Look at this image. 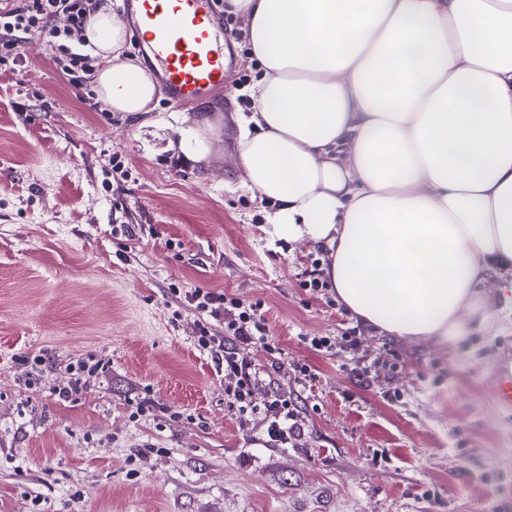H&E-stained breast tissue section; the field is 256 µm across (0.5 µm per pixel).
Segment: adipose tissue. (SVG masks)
Wrapping results in <instances>:
<instances>
[{"label": "adipose tissue", "instance_id": "adipose-tissue-1", "mask_svg": "<svg viewBox=\"0 0 512 512\" xmlns=\"http://www.w3.org/2000/svg\"><path fill=\"white\" fill-rule=\"evenodd\" d=\"M262 74L237 166L273 233L327 249L350 314L456 342L512 271V0H227ZM116 112L159 92L125 25L88 20Z\"/></svg>", "mask_w": 512, "mask_h": 512}]
</instances>
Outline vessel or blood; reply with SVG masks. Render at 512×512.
Returning a JSON list of instances; mask_svg holds the SVG:
<instances>
[{
	"instance_id": "obj_1",
	"label": "vessel or blood",
	"mask_w": 512,
	"mask_h": 512,
	"mask_svg": "<svg viewBox=\"0 0 512 512\" xmlns=\"http://www.w3.org/2000/svg\"><path fill=\"white\" fill-rule=\"evenodd\" d=\"M219 0H129L135 30L144 33L149 60L167 103L191 111L223 89L234 47L224 33Z\"/></svg>"
}]
</instances>
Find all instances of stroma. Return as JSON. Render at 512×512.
Here are the masks:
<instances>
[{"mask_svg":"<svg viewBox=\"0 0 512 512\" xmlns=\"http://www.w3.org/2000/svg\"><path fill=\"white\" fill-rule=\"evenodd\" d=\"M242 21L222 99L115 112L74 87L44 37L0 72V512H512V359L497 281L488 320L451 346L364 324L322 278L323 249L273 239L237 168L260 75ZM206 149L182 148L187 131ZM261 305L280 349L254 347L257 398L287 394L300 437L242 419L175 291ZM335 338L316 351L307 340ZM44 355L36 384L20 359ZM105 365L61 401L69 363ZM308 375H300V366ZM149 397L135 416L131 398Z\"/></svg>","mask_w":512,"mask_h":512,"instance_id":"35a3bbf8","label":"stroma"}]
</instances>
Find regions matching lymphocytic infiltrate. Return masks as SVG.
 <instances>
[{
    "label": "lymphocytic infiltrate",
    "instance_id": "f902f5d3",
    "mask_svg": "<svg viewBox=\"0 0 512 512\" xmlns=\"http://www.w3.org/2000/svg\"><path fill=\"white\" fill-rule=\"evenodd\" d=\"M92 0H0V69L15 70L20 62V50L31 36L47 39L54 52L53 59L74 86H82L90 76L86 55L73 52L70 44L81 40L87 18L93 11ZM66 16L68 25L55 27L57 16ZM188 307L224 322L223 335L212 334L208 327L199 326L196 342L200 350L214 356L224 367V394L240 417L248 418L264 411L274 412L267 427L271 442L287 444L295 436L294 411L283 396L266 403L256 398L260 372L249 357L250 348L260 345L275 350L259 303L223 292L200 288L186 293Z\"/></svg>",
    "mask_w": 512,
    "mask_h": 512
}]
</instances>
